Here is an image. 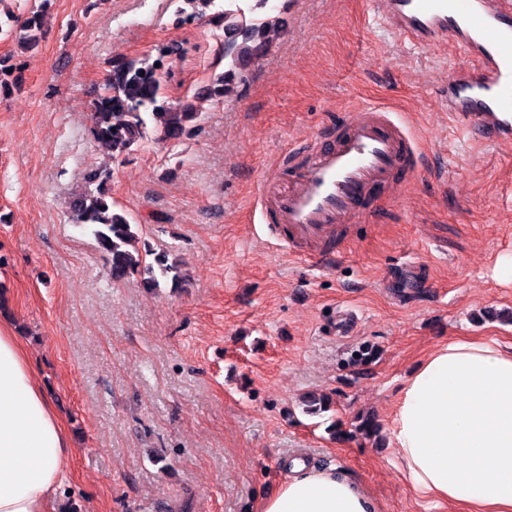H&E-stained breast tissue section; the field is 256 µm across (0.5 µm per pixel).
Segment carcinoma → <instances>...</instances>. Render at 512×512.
Returning <instances> with one entry per match:
<instances>
[{
  "mask_svg": "<svg viewBox=\"0 0 512 512\" xmlns=\"http://www.w3.org/2000/svg\"><path fill=\"white\" fill-rule=\"evenodd\" d=\"M48 2L41 0L23 16L8 13L21 47L27 49L35 41ZM217 15L224 23L226 47L224 74L206 94V99L215 103L221 102L229 86L269 49L266 22L260 15L234 7V0H225ZM163 57L162 53L157 59L145 58L138 63L117 61L93 103L91 135L112 152L114 159L129 154L152 135L161 142H171L200 129L202 113L195 105H174L163 95L159 68L155 67ZM109 177L108 172L97 169L85 175L84 188L71 203L73 223L91 227L98 248L106 254L113 280L122 281L137 274L149 290L168 281L171 287H179L182 275L177 263L165 253L154 256L150 249H139V225L129 219L126 211L114 209L107 188ZM150 255L154 261L148 263L146 257Z\"/></svg>",
  "mask_w": 512,
  "mask_h": 512,
  "instance_id": "obj_1",
  "label": "carcinoma"
}]
</instances>
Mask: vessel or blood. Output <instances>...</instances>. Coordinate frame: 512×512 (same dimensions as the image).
Here are the masks:
<instances>
[{
    "label": "vessel or blood",
    "instance_id": "obj_1",
    "mask_svg": "<svg viewBox=\"0 0 512 512\" xmlns=\"http://www.w3.org/2000/svg\"><path fill=\"white\" fill-rule=\"evenodd\" d=\"M400 39L458 45L472 63L449 67L448 114L473 146L512 145V0H376ZM413 137L388 110L366 107L337 121L320 143L288 156L286 185L262 187L260 214L271 237L316 266L335 265L357 225L381 199L418 178Z\"/></svg>",
    "mask_w": 512,
    "mask_h": 512
}]
</instances>
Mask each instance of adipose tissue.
Wrapping results in <instances>:
<instances>
[{
	"instance_id": "ef3b65f1",
	"label": "adipose tissue",
	"mask_w": 512,
	"mask_h": 512,
	"mask_svg": "<svg viewBox=\"0 0 512 512\" xmlns=\"http://www.w3.org/2000/svg\"><path fill=\"white\" fill-rule=\"evenodd\" d=\"M412 491L461 512H512V344L458 338L407 377L390 422ZM67 431L12 329L0 325V512H51L66 480ZM258 512H380L334 469L295 464Z\"/></svg>"
}]
</instances>
